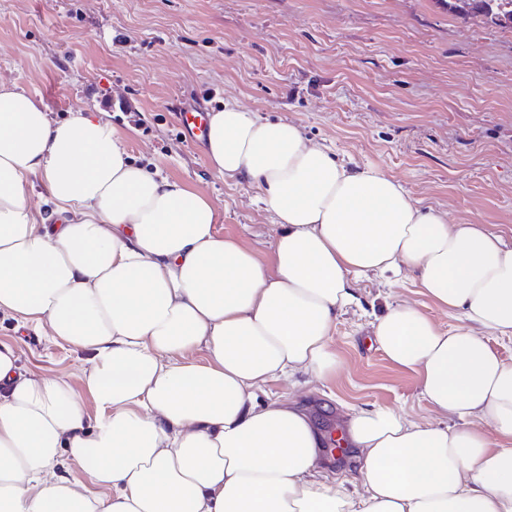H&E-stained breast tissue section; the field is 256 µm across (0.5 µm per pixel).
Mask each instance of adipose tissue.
<instances>
[{
	"instance_id": "adipose-tissue-1",
	"label": "adipose tissue",
	"mask_w": 512,
	"mask_h": 512,
	"mask_svg": "<svg viewBox=\"0 0 512 512\" xmlns=\"http://www.w3.org/2000/svg\"><path fill=\"white\" fill-rule=\"evenodd\" d=\"M206 155L259 190L269 260L208 197L132 161L108 121H52L0 81V311L87 352L97 408L87 420L69 383L21 372L0 342V512H512V362L490 345L512 341V240L236 104L210 116ZM33 176L49 214L28 202ZM406 268L462 323L398 302L373 340L442 419L348 412L354 475L328 483L310 417L259 394L334 374L357 277Z\"/></svg>"
}]
</instances>
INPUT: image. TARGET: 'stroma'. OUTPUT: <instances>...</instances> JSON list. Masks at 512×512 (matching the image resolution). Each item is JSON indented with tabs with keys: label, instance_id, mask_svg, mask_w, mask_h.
I'll return each mask as SVG.
<instances>
[{
	"label": "stroma",
	"instance_id": "stroma-1",
	"mask_svg": "<svg viewBox=\"0 0 512 512\" xmlns=\"http://www.w3.org/2000/svg\"><path fill=\"white\" fill-rule=\"evenodd\" d=\"M0 79L53 119L84 107L109 120L135 163L207 196L220 229L264 259L272 217L258 190L210 169L180 108L236 103L288 120L312 144L382 169L449 223L512 240V29L435 0H0ZM355 293L332 332L336 374L275 381L267 395L306 402L325 435L351 408L433 418L416 377L373 342L372 322L390 302L445 329L458 313L408 271L391 285L358 278ZM0 341L17 347L22 372L67 381L95 415L86 354L2 311Z\"/></svg>",
	"mask_w": 512,
	"mask_h": 512
}]
</instances>
